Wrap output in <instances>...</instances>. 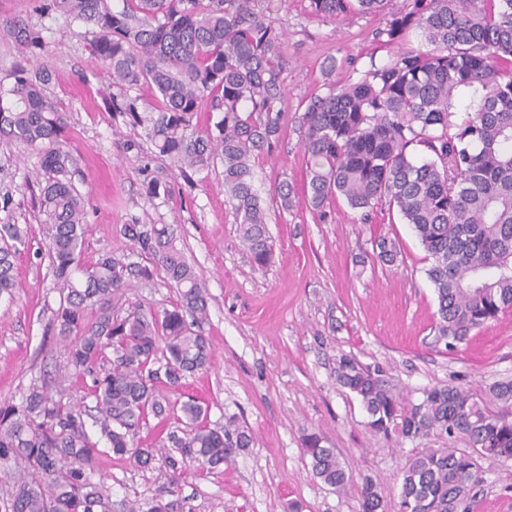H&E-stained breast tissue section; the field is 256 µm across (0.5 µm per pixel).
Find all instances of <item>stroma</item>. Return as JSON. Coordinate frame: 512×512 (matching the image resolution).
I'll return each mask as SVG.
<instances>
[{"instance_id":"35a3bbf8","label":"stroma","mask_w":512,"mask_h":512,"mask_svg":"<svg viewBox=\"0 0 512 512\" xmlns=\"http://www.w3.org/2000/svg\"><path fill=\"white\" fill-rule=\"evenodd\" d=\"M404 5L389 0L383 12L335 24L316 16L310 0H258L257 10L284 32L282 93L289 112H303L331 85L393 59L400 44L373 34ZM14 16L45 36L48 90L68 115L63 140L70 175L88 195L85 259L112 253L137 261L122 225L168 224L206 282L203 333L213 364L190 376L182 392L207 405L210 426L236 420L251 428L256 443L209 474L187 476L183 512H359L353 492L336 491L313 476L303 438L314 431L326 436L355 483L376 485L385 512H398L400 472L424 444L371 433L360 399L336 382L337 359L348 355L384 367L392 389L413 402L433 385L512 380V310L457 349L436 342L437 301L426 275L431 260L397 211L382 206L365 221L339 198L321 214L301 195L289 210L276 202L278 183L299 189L305 180L306 157L294 125L272 157L254 164L274 258L267 267L253 265L224 195L222 165L184 179L141 128L112 107L131 100L146 109L152 90L113 84L92 63L77 26L37 11L35 0H0V19ZM37 162L25 145L0 137V224L20 225L28 236L16 261L19 288L14 297L0 298V406L20 402L36 386L67 396L81 391L64 374L65 351L54 334L60 297L48 266V221L36 202ZM153 183L165 186V193L149 194ZM381 234L399 243L394 265L373 254ZM126 295L158 311L176 300L160 272L149 281L131 279ZM482 467L474 512H512V459ZM96 477L114 502H146L166 486L169 470L159 464L146 470L108 454L100 457Z\"/></svg>"}]
</instances>
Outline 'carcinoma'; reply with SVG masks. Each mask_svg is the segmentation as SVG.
I'll list each match as a JSON object with an SVG mask.
<instances>
[{"label": "carcinoma", "mask_w": 512, "mask_h": 512, "mask_svg": "<svg viewBox=\"0 0 512 512\" xmlns=\"http://www.w3.org/2000/svg\"><path fill=\"white\" fill-rule=\"evenodd\" d=\"M121 2L115 8L112 0H46L43 11L92 30L91 56L113 83L152 88L148 110L133 102L125 110L180 172L221 162L242 245L256 265H268L273 242L253 162L273 153L288 123L281 107L282 32L254 11L255 0ZM387 2L311 5L336 21L379 12ZM0 25L25 58L10 73V100L0 95V136L39 156L38 203L52 221L48 257L60 294L54 323L68 373L86 387L69 400L33 387L20 404L0 408V468L22 465L0 488V512H112L111 496L95 479L108 451L143 469L159 460L173 469L147 510L134 500L121 503L124 512H182L183 475L207 473L256 442L233 420L207 425L194 398L169 396L211 367L202 332L208 289L165 225H123L145 265L112 254L83 261L86 200L69 176L65 113L48 93L51 73L31 61L45 37L20 18ZM412 31L423 46L311 98L293 122L314 209L340 197L366 221L384 204L412 226L432 259L427 276L438 304L437 340L454 349L512 308V0H409L375 36L396 41ZM205 97L219 117L202 129L195 119ZM415 146L424 157H416ZM275 196L281 208L292 207L290 183H280ZM25 244L19 225L0 224V297H13L19 287L14 259ZM373 253L390 265L399 250L380 235ZM159 271L177 290L171 308L122 307L127 277L149 280ZM336 382L360 399L371 432L448 440L446 448H423L407 460L400 512H472L482 462L512 457V380L433 386L411 403L390 388L382 366L342 356ZM151 417L161 427L174 420L184 429L145 448L139 433ZM90 419L100 424L106 447L90 435ZM458 438L466 448L454 446ZM326 442L319 432L304 437L314 476L356 493L360 512H384L376 487L355 483Z\"/></svg>", "instance_id": "obj_1"}]
</instances>
